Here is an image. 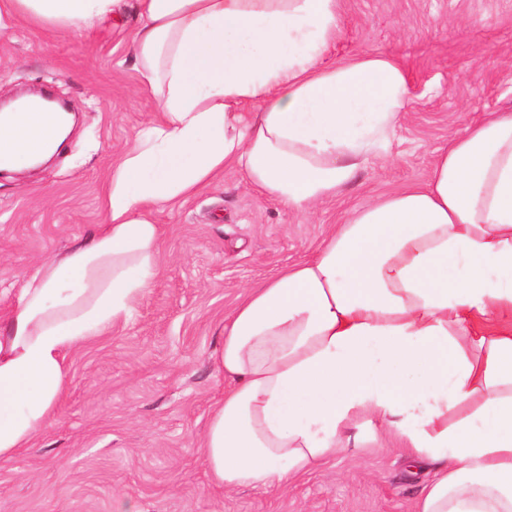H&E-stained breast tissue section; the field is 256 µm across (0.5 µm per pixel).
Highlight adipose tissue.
Segmentation results:
<instances>
[{"label": "adipose tissue", "instance_id": "adipose-tissue-1", "mask_svg": "<svg viewBox=\"0 0 512 512\" xmlns=\"http://www.w3.org/2000/svg\"><path fill=\"white\" fill-rule=\"evenodd\" d=\"M126 0H0V29L87 35ZM134 69L158 114L112 165L107 222L38 265L0 317V463L54 418L66 356L130 318L159 274L148 215L229 168L289 209L336 196L382 155L404 68L326 64L340 0H137ZM63 131L36 103L0 115L6 169ZM203 463L225 490L282 488L379 419L433 470L415 512H512V111L471 123L426 182L370 200L224 320Z\"/></svg>", "mask_w": 512, "mask_h": 512}]
</instances>
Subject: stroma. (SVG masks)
<instances>
[{
	"label": "stroma",
	"mask_w": 512,
	"mask_h": 512,
	"mask_svg": "<svg viewBox=\"0 0 512 512\" xmlns=\"http://www.w3.org/2000/svg\"><path fill=\"white\" fill-rule=\"evenodd\" d=\"M125 22L90 38L33 26L0 31V98L27 86L67 100L79 120L50 161L0 173V314L40 261L106 222L113 160L158 110L133 68ZM327 61L362 53L404 67L411 103L388 162L368 158L336 199L289 210L243 173L155 211L160 273L132 318L71 352L55 418L0 465V512H414L426 470L363 429L358 448L272 490L215 485L199 445L224 393V317L248 287L311 255L343 213L425 181L463 127L512 108V0H341Z\"/></svg>",
	"instance_id": "35a3bbf8"
}]
</instances>
